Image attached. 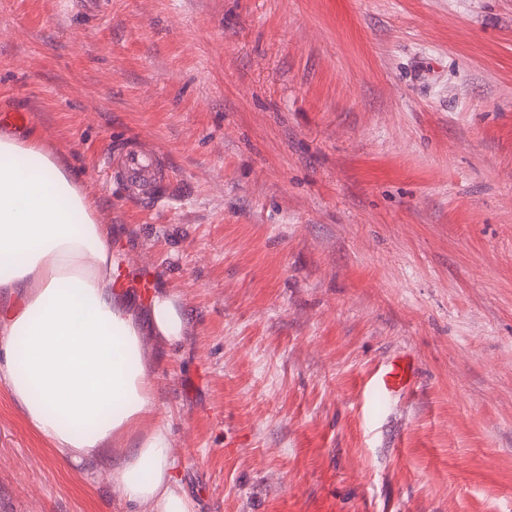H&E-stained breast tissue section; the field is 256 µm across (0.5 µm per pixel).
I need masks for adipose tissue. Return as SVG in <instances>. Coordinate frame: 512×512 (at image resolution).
<instances>
[{
    "mask_svg": "<svg viewBox=\"0 0 512 512\" xmlns=\"http://www.w3.org/2000/svg\"><path fill=\"white\" fill-rule=\"evenodd\" d=\"M91 213L68 170L0 134V381L72 461L124 445L112 478L131 512H192L169 425L155 414L140 327L116 286L112 232ZM150 329L183 339L173 296L152 297Z\"/></svg>",
    "mask_w": 512,
    "mask_h": 512,
    "instance_id": "adipose-tissue-1",
    "label": "adipose tissue"
}]
</instances>
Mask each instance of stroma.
I'll return each mask as SVG.
<instances>
[{"label": "stroma", "instance_id": "1", "mask_svg": "<svg viewBox=\"0 0 512 512\" xmlns=\"http://www.w3.org/2000/svg\"><path fill=\"white\" fill-rule=\"evenodd\" d=\"M10 112L184 309L144 341L195 512H512V0H0ZM0 512H127L1 382ZM165 155L159 145L120 147L107 153L102 165L125 195L154 203L159 199L156 189L171 177ZM413 368L405 361L392 360L373 381L375 394L390 400L394 393L414 382Z\"/></svg>", "mask_w": 512, "mask_h": 512}]
</instances>
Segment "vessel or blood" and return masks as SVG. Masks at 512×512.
<instances>
[{"mask_svg": "<svg viewBox=\"0 0 512 512\" xmlns=\"http://www.w3.org/2000/svg\"><path fill=\"white\" fill-rule=\"evenodd\" d=\"M165 155L164 148L159 145L120 147L107 153L102 165L110 171L125 195L153 202L157 199V188L171 176ZM413 381L414 374L409 364L394 360L380 372L372 387L376 395L388 400Z\"/></svg>", "mask_w": 512, "mask_h": 512, "instance_id": "1", "label": "vessel or blood"}]
</instances>
